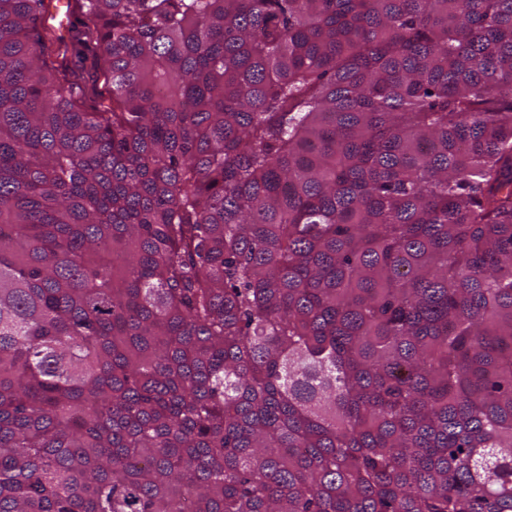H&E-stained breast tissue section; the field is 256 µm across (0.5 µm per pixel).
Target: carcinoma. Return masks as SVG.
Listing matches in <instances>:
<instances>
[{
	"instance_id": "cac0c4a2",
	"label": "carcinoma",
	"mask_w": 512,
	"mask_h": 512,
	"mask_svg": "<svg viewBox=\"0 0 512 512\" xmlns=\"http://www.w3.org/2000/svg\"><path fill=\"white\" fill-rule=\"evenodd\" d=\"M0 0V512H512V0Z\"/></svg>"
}]
</instances>
